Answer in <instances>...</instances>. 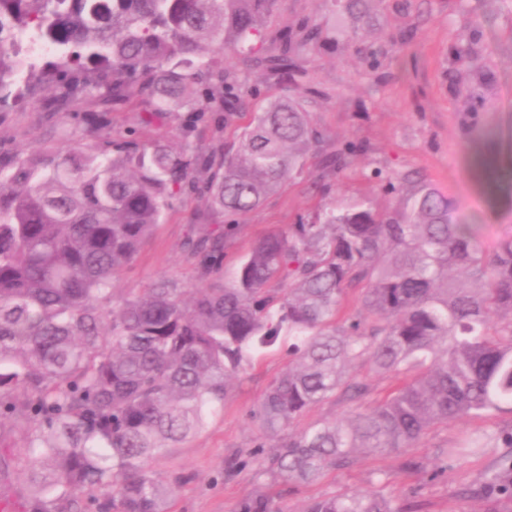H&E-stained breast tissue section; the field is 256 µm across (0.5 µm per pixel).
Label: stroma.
<instances>
[{
  "label": "stroma",
  "mask_w": 512,
  "mask_h": 512,
  "mask_svg": "<svg viewBox=\"0 0 512 512\" xmlns=\"http://www.w3.org/2000/svg\"><path fill=\"white\" fill-rule=\"evenodd\" d=\"M317 18L329 35L303 56L294 94L304 100L320 133L304 170L260 207L239 217L227 240L224 270L232 272L253 242L288 230L316 206L345 208L360 201L386 209L397 195L385 193L379 177L409 176L432 183L460 203L461 222L479 227L480 242L492 249L512 235V0H380L374 20L360 25L364 43L378 64L370 66L342 39L332 0H280L268 28ZM473 37L467 53L453 54L465 28ZM60 115L42 112L38 100L0 114V151L51 144L60 153L76 151L80 135H56ZM359 142L341 171L327 163L344 143ZM204 199L174 200L166 219L143 244L116 285V296H131L167 279L180 288L199 287L187 258L191 225L224 223ZM285 347L267 349L244 374L233 397L197 434L166 449L151 463L156 478L170 486L164 512H236L247 497L274 496L285 512H301L313 497L382 493L413 512H512V500L488 502L466 495L490 459H457L437 479L439 449L453 444L465 428L498 430L512 425L504 410L470 424L438 425L404 453L358 454L346 469L328 471L310 485L276 483L250 466L225 476L227 460L246 454L259 436L248 414L284 370ZM413 457L423 468L402 469Z\"/></svg>",
  "instance_id": "obj_1"
}]
</instances>
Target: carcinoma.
Instances as JSON below:
<instances>
[{
    "label": "carcinoma",
    "instance_id": "obj_1",
    "mask_svg": "<svg viewBox=\"0 0 512 512\" xmlns=\"http://www.w3.org/2000/svg\"><path fill=\"white\" fill-rule=\"evenodd\" d=\"M369 0H336L354 20ZM278 0H0V112L42 94L87 142L0 155V478L25 463V512H162L150 462L224 409L256 351L288 339V365L249 416L261 437L224 473L261 460L274 482L310 485L358 452H399L433 424L512 406V235L486 251L453 199L422 180L392 210L323 208L243 255L229 281L224 230L192 225L202 288L162 281L113 302L114 284L172 201L204 197L234 223L301 171L319 134L291 94L257 95L215 58L242 52L290 85L326 30L315 18L267 37ZM54 48L31 57L26 44ZM139 108L112 133V115ZM245 120L226 144L209 130ZM171 128L177 143L147 134ZM361 289L356 316H342ZM396 378L371 405L355 365ZM346 403L339 420L296 423ZM274 441L266 455L267 440ZM495 454L469 493L512 498V429L468 433L441 461ZM102 490L83 505L78 493ZM237 512H282L266 495ZM301 512H403L387 497L338 493Z\"/></svg>",
    "mask_w": 512,
    "mask_h": 512
}]
</instances>
